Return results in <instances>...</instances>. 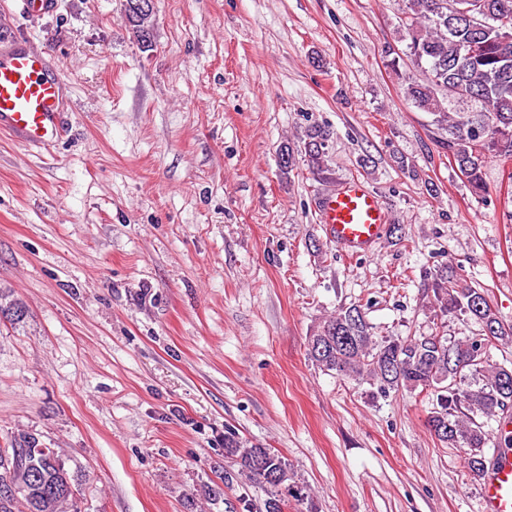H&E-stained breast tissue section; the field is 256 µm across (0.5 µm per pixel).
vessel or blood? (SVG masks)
<instances>
[{"mask_svg":"<svg viewBox=\"0 0 512 512\" xmlns=\"http://www.w3.org/2000/svg\"><path fill=\"white\" fill-rule=\"evenodd\" d=\"M67 78L50 54L31 49L19 33L0 36V131L32 149H44L66 131ZM327 233L346 253H370L387 211L362 181L327 197L320 212ZM480 512H512V448L497 449L479 484Z\"/></svg>","mask_w":512,"mask_h":512,"instance_id":"b4317fda","label":"vessel or blood"}]
</instances>
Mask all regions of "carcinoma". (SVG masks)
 <instances>
[{
  "mask_svg": "<svg viewBox=\"0 0 512 512\" xmlns=\"http://www.w3.org/2000/svg\"><path fill=\"white\" fill-rule=\"evenodd\" d=\"M400 41L405 49L392 55L396 72L405 60L426 70L422 81L407 77L405 98L445 134L437 140L471 192L485 191L484 167L493 158H512V0H402ZM125 24L150 47L154 19L129 15ZM477 104L471 111H451V103ZM329 130L311 125L305 130V158L314 178L330 183ZM433 294L439 312L473 320L479 329L457 342L433 336L373 335L357 307H342L322 320L309 337V357L316 366L357 383L377 386L379 394L429 390L434 404L428 425L443 446L467 449L470 472L482 474L486 432L475 416L494 418L512 408V367L490 363L494 341L512 342V324L501 318L484 292L463 285L441 269L433 274ZM0 312L17 319L22 303L0 292ZM31 444L24 435L0 448V478L5 476L19 497H0V512H80L75 476L52 448L23 453ZM224 453L262 485L268 498L265 512H284L282 487L288 481V461L279 454L227 431Z\"/></svg>",
  "mask_w": 512,
  "mask_h": 512,
  "instance_id": "obj_1",
  "label": "carcinoma"
}]
</instances>
